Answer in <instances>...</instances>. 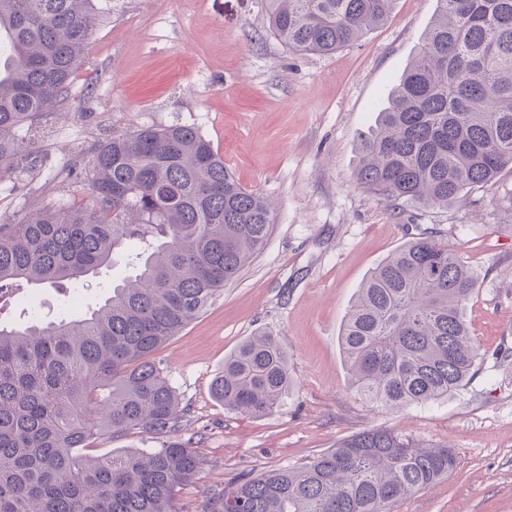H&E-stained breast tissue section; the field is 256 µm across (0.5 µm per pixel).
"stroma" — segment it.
<instances>
[{
  "mask_svg": "<svg viewBox=\"0 0 512 512\" xmlns=\"http://www.w3.org/2000/svg\"><path fill=\"white\" fill-rule=\"evenodd\" d=\"M98 24L66 101L38 133V166L0 189V221L84 195L67 171L79 149L142 126L190 125L241 184L274 200L264 249L159 350L185 408L201 472L178 512L244 475L298 466L356 432L402 430L454 449L456 469L391 512H512V171L445 209L361 188L360 135L409 64L436 0H395L388 20L328 55L270 35L265 0H94ZM422 235L455 246L479 278L465 318L483 357L468 387L426 405L376 407L349 384L339 336L369 272ZM260 332L288 353L294 384L274 412L224 409L211 394L224 358Z\"/></svg>",
  "mask_w": 512,
  "mask_h": 512,
  "instance_id": "35a3bbf8",
  "label": "stroma"
}]
</instances>
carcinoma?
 I'll return each instance as SVG.
<instances>
[{"label": "carcinoma", "instance_id": "carcinoma-1", "mask_svg": "<svg viewBox=\"0 0 512 512\" xmlns=\"http://www.w3.org/2000/svg\"><path fill=\"white\" fill-rule=\"evenodd\" d=\"M416 56L360 138L361 187L446 208L512 170V0H437ZM394 0H266L288 50L329 54L390 16ZM96 23L92 0H0V179L37 162L31 135L68 96ZM78 202L0 224V298L101 270H132L79 319L0 324V512H176L203 462L192 439L91 456L103 434L164 436L183 408L154 354L266 245L274 205L243 187L200 132L144 126L92 144ZM478 285L459 252L405 242L369 274L339 336L351 386L390 409L465 387L481 353L464 316ZM292 386L269 334L224 358V409L264 415ZM457 463L453 449L364 430L295 468L224 490L210 512H390Z\"/></svg>", "mask_w": 512, "mask_h": 512}]
</instances>
